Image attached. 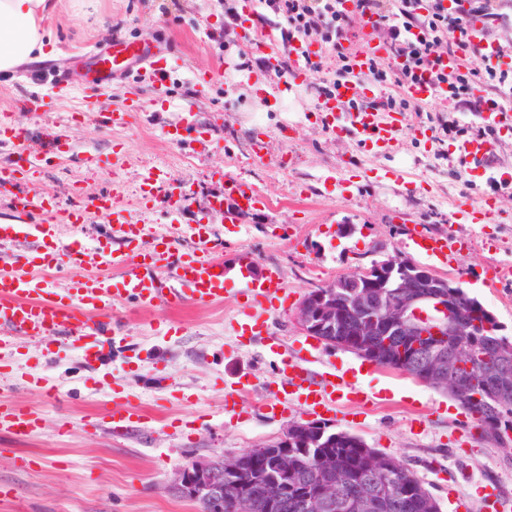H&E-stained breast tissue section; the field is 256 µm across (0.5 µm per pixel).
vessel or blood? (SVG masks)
<instances>
[{
  "label": "vessel or blood",
  "mask_w": 512,
  "mask_h": 512,
  "mask_svg": "<svg viewBox=\"0 0 512 512\" xmlns=\"http://www.w3.org/2000/svg\"><path fill=\"white\" fill-rule=\"evenodd\" d=\"M294 58L293 70L284 81V89L298 84L307 67L305 56L310 49L301 42L291 45ZM479 61L490 68L505 69L512 65L500 42L483 38L479 43ZM385 48L357 51L352 59L355 79L342 85L335 96L322 100L319 109L325 112L327 128L337 137H356L362 140L371 153L392 150L405 128L407 117L398 112L382 115L371 108L350 109L346 103L353 98L366 96L367 87L361 75L369 58L385 56ZM96 66L93 80L96 88H111L112 82L130 63L141 68L158 69L165 58L161 51L135 46L132 42L116 38L103 50L95 51ZM405 96L416 106L424 107L441 100L440 88L428 81L407 86ZM478 118L492 132L491 137H473L460 141L456 152L473 165L475 171L484 174L497 168L493 136L512 129V114L492 110L479 113ZM10 142L18 155L16 168L0 171V188L12 184L18 175L34 173L41 162L38 155L30 152L26 144L31 129L23 124L6 126ZM55 194L48 189H38L15 196L13 209L16 218L12 223L0 225V241L10 242L19 236L43 239L50 228L63 222L71 227L85 223L89 211L95 210L111 216L113 229L121 237L140 242L153 236L152 248L138 251L120 249H89L79 242L63 246L53 243L40 258L18 256L11 269L0 272V327L9 333L0 336V347L10 344L12 337L26 336L46 344L59 340L81 343L85 360L96 364L106 346L112 345L114 336L120 335V327L109 326L105 316L123 300H134L141 308H149L160 302L211 303L223 300L226 283L236 278L241 284L238 291L243 303L237 318V331L241 338L251 339L262 335L265 322L263 315L285 296V284L276 267H266L261 274H254L255 260L248 252H241L235 275H228L221 259L213 256L210 233L206 225L195 224L191 232L195 238L192 251L180 252L163 237L154 236L146 224L128 223L112 193H100L88 198L85 205L68 209L63 218H56L53 200ZM263 201L257 188L248 181L228 176L224 179V195L216 199L213 210L223 216L225 223H237L241 213L256 209ZM410 248L434 261L444 264L451 259L462 258L469 248L466 240L451 233L429 234L420 225L408 228ZM68 270L69 286L60 293L50 288L48 271ZM174 274L177 285L165 288L166 274ZM278 373L281 377L272 389L263 407L266 414L278 416L284 413L288 402H297L313 415L331 413L334 406L357 404L366 398L360 386L341 370H318L305 360L282 358ZM112 429L124 434L136 427L142 419L139 409L128 404L114 405L111 411ZM42 419L33 409L0 403V429L24 436L40 429Z\"/></svg>",
  "instance_id": "obj_1"
}]
</instances>
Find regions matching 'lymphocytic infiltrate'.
Wrapping results in <instances>:
<instances>
[{
	"label": "lymphocytic infiltrate",
	"instance_id": "obj_1",
	"mask_svg": "<svg viewBox=\"0 0 512 512\" xmlns=\"http://www.w3.org/2000/svg\"><path fill=\"white\" fill-rule=\"evenodd\" d=\"M258 2L257 19L275 22L281 31L284 51L278 77H286L291 70L292 42L314 43L319 50L308 68L328 70L330 77L321 93L333 95L352 71L351 47L359 40L358 25L371 22L388 52L387 58L370 59L363 74L364 80L384 91L376 102L379 110L411 111L404 89L427 79L447 88L449 101L466 111L512 110V75L507 71L473 61L450 73L442 64L456 53L460 42L469 39L473 18L481 16L492 23L500 18L495 0H468V9L458 13L448 11L443 0H351L347 11L341 8V0Z\"/></svg>",
	"mask_w": 512,
	"mask_h": 512
}]
</instances>
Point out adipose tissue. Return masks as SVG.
<instances>
[{
  "instance_id": "1",
  "label": "adipose tissue",
  "mask_w": 512,
  "mask_h": 512,
  "mask_svg": "<svg viewBox=\"0 0 512 512\" xmlns=\"http://www.w3.org/2000/svg\"><path fill=\"white\" fill-rule=\"evenodd\" d=\"M60 0H0V75L44 55L50 41L43 22Z\"/></svg>"
}]
</instances>
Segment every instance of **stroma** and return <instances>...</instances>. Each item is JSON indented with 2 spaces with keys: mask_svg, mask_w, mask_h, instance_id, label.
<instances>
[{
  "mask_svg": "<svg viewBox=\"0 0 512 512\" xmlns=\"http://www.w3.org/2000/svg\"><path fill=\"white\" fill-rule=\"evenodd\" d=\"M45 25L55 38L47 60L17 68L0 85V114L38 130L31 147L43 163L19 190H53L62 209L80 195L119 190L132 223L154 225L187 249L192 242L181 225L201 217L224 175L242 177L267 205L233 226L212 217V244L226 267L244 250L259 266L277 267L288 302L266 316V338L279 344L275 354L267 352L266 338L237 341L238 307L230 293L218 303L163 302L148 311L118 306L113 315L123 336L91 368L78 344L49 350L14 338L0 349V401L32 408L44 422L24 439L0 432V486L12 489L0 496V512H195L168 490L178 471L276 441L289 423L308 421L296 404L277 418L261 406L280 354H302L314 344L295 320L305 293L372 261L408 254L409 225L469 240L464 258L436 271L460 282L512 337V138L494 144L501 169L511 174L507 181L471 173L455 152L458 135L441 130L468 116L439 104L429 114L407 115L409 125L433 128L432 138L403 134L386 154L336 138L316 111L325 73L307 72L300 86L282 91L264 52L244 43L239 28L225 29L222 0H63ZM117 37L165 49L173 62L163 83L133 69L80 110L91 83L88 55ZM56 63L64 64L66 80L53 89L40 73ZM204 74L215 82L195 86L193 76ZM131 94L143 111L130 125L112 128L108 108ZM185 101L197 120L188 131L179 112ZM258 135L267 144L264 159L251 150ZM90 155L102 166H87ZM152 167L174 178L173 193L188 194L181 224L143 207L140 186ZM465 200L488 201L493 221L455 223ZM316 346V363L347 371L376 398L370 407L339 409L328 423L404 463L439 512H452L457 495L472 498L471 512H486L476 489L488 482L512 494V450L474 445L477 429L447 395L348 351ZM242 373L252 375L254 386L238 397L232 418L224 413V389ZM119 389L145 412L138 431L125 436L112 433L108 418ZM416 418L421 427H413Z\"/></svg>",
  "mask_w": 512,
  "mask_h": 512,
  "instance_id": "stroma-1",
  "label": "stroma"
}]
</instances>
